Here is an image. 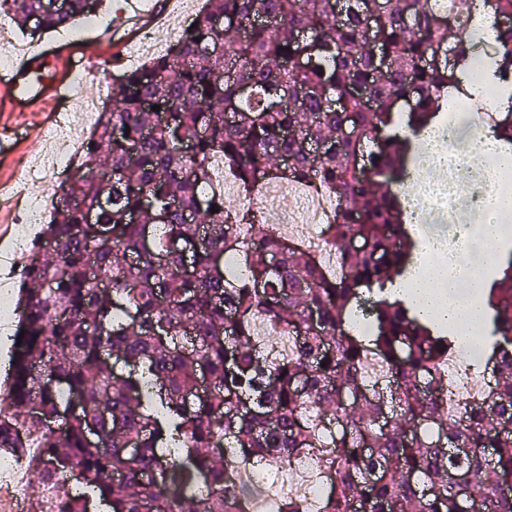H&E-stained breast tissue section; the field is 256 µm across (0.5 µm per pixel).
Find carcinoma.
Listing matches in <instances>:
<instances>
[{
    "instance_id": "carcinoma-1",
    "label": "carcinoma",
    "mask_w": 512,
    "mask_h": 512,
    "mask_svg": "<svg viewBox=\"0 0 512 512\" xmlns=\"http://www.w3.org/2000/svg\"><path fill=\"white\" fill-rule=\"evenodd\" d=\"M103 2L0 0V12L22 30L40 15L42 34ZM446 2L443 15L435 0H205L190 30L123 74L62 181L76 203L54 207L23 272L25 333L0 397V452L24 459L38 487L60 480L65 512L92 500L242 512L240 464L310 453L330 481L320 512H463L467 499L512 512L500 492L512 483V258L485 294L492 380L457 408V337L389 288L415 246L411 215L399 193L375 192L405 175L402 133L444 120L469 82L474 0ZM490 45L482 70L507 111L489 129L506 148L512 24ZM320 141L332 149L313 151ZM218 158L245 198L271 182L329 194L324 235L345 275L225 200ZM234 256L246 273L230 274ZM91 263L108 287L90 280ZM365 293L367 334L351 328ZM281 331L296 352L274 363L267 344ZM372 355L392 380L390 410L364 385Z\"/></svg>"
}]
</instances>
